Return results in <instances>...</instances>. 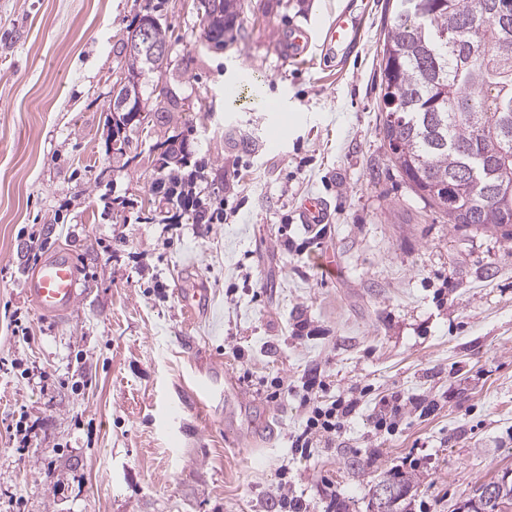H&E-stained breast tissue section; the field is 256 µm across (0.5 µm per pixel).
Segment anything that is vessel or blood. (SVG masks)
I'll return each mask as SVG.
<instances>
[{"mask_svg": "<svg viewBox=\"0 0 512 512\" xmlns=\"http://www.w3.org/2000/svg\"><path fill=\"white\" fill-rule=\"evenodd\" d=\"M358 37V29L346 18H337L330 24L326 39L330 44L344 48ZM81 293L78 269L70 255L56 252L46 258L28 277L26 294L37 310L45 316L69 313Z\"/></svg>", "mask_w": 512, "mask_h": 512, "instance_id": "vessel-or-blood-1", "label": "vessel or blood"}]
</instances>
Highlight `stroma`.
Segmentation results:
<instances>
[{
  "instance_id": "obj_1",
  "label": "stroma",
  "mask_w": 512,
  "mask_h": 512,
  "mask_svg": "<svg viewBox=\"0 0 512 512\" xmlns=\"http://www.w3.org/2000/svg\"><path fill=\"white\" fill-rule=\"evenodd\" d=\"M148 2L0 0V512H369L397 471L417 475L412 512H453L512 471V240L449 224L389 165L390 4L242 0L215 52L197 0H163L168 60L143 80L166 94L128 163L109 108ZM339 15L359 31L341 54ZM177 133L214 223L149 217ZM308 196L326 223L301 222ZM55 250L83 295L46 317L23 281ZM308 392L354 408L301 454Z\"/></svg>"
}]
</instances>
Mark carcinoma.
Here are the masks:
<instances>
[{"mask_svg": "<svg viewBox=\"0 0 512 512\" xmlns=\"http://www.w3.org/2000/svg\"><path fill=\"white\" fill-rule=\"evenodd\" d=\"M216 16L205 28L211 48L224 49L239 27L241 0H201ZM126 73L162 70L137 51ZM381 71V132L388 161L431 211L461 228L492 229L512 239V0H395L385 29ZM153 192L195 224L213 213L196 191L205 163L178 134L156 144ZM193 170H188V167ZM384 512H411L413 479L393 474ZM460 512H512V478L495 499L477 496Z\"/></svg>", "mask_w": 512, "mask_h": 512, "instance_id": "carcinoma-1", "label": "carcinoma"}]
</instances>
